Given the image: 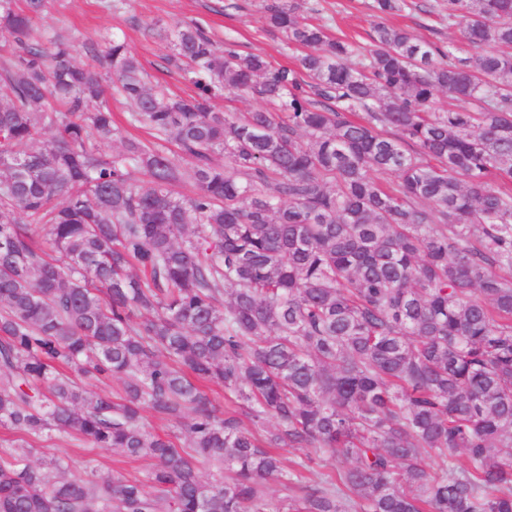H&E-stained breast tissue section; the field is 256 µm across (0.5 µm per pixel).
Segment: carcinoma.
Segmentation results:
<instances>
[{"label":"carcinoma","instance_id":"carcinoma-1","mask_svg":"<svg viewBox=\"0 0 512 512\" xmlns=\"http://www.w3.org/2000/svg\"><path fill=\"white\" fill-rule=\"evenodd\" d=\"M446 2L461 56L266 6L304 81L180 27L186 97L109 40L145 143L92 107L100 72L34 34L45 0H0L20 48L0 58V512H512V0ZM226 87L268 107L219 112ZM51 435L150 469L31 463Z\"/></svg>","mask_w":512,"mask_h":512}]
</instances>
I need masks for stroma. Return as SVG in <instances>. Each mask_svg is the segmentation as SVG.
<instances>
[{
    "instance_id": "stroma-1",
    "label": "stroma",
    "mask_w": 512,
    "mask_h": 512,
    "mask_svg": "<svg viewBox=\"0 0 512 512\" xmlns=\"http://www.w3.org/2000/svg\"><path fill=\"white\" fill-rule=\"evenodd\" d=\"M405 2L402 11L383 16L373 10V0H298V13L318 20L331 35L362 44L368 43L372 24L380 21L426 41L462 48L459 30L449 25L441 0ZM179 23L198 24L216 45L235 43L241 53L263 55L275 65L296 66L300 55L268 24L265 0H48L45 11L34 19L36 29L69 40L80 65L102 67V56L90 54L88 48L103 47L104 36L117 35L141 62L148 85L174 96L192 91L186 71L168 59V38ZM58 457L72 458L77 476L92 469L139 476L149 467L148 461L127 460L117 450L55 437L38 442L30 459L44 464Z\"/></svg>"
}]
</instances>
